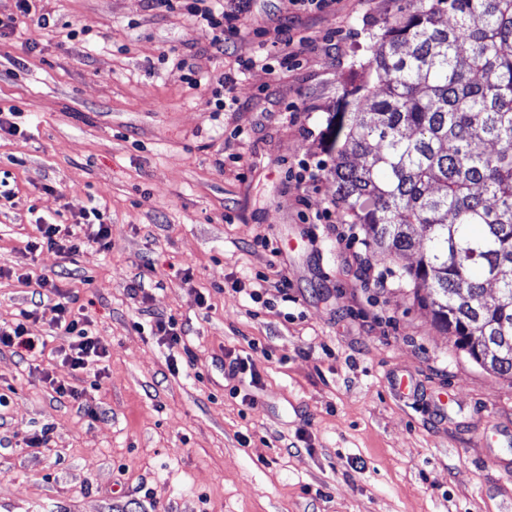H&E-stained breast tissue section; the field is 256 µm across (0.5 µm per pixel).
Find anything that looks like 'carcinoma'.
Listing matches in <instances>:
<instances>
[{"instance_id": "carcinoma-1", "label": "carcinoma", "mask_w": 512, "mask_h": 512, "mask_svg": "<svg viewBox=\"0 0 512 512\" xmlns=\"http://www.w3.org/2000/svg\"><path fill=\"white\" fill-rule=\"evenodd\" d=\"M422 2L333 113L331 174L375 248L417 255L406 273L457 347L512 379V0Z\"/></svg>"}]
</instances>
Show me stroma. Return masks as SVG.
I'll list each match as a JSON object with an SVG mask.
<instances>
[{
  "instance_id": "35a3bbf8",
  "label": "stroma",
  "mask_w": 512,
  "mask_h": 512,
  "mask_svg": "<svg viewBox=\"0 0 512 512\" xmlns=\"http://www.w3.org/2000/svg\"><path fill=\"white\" fill-rule=\"evenodd\" d=\"M400 6L422 2L247 0L220 54L146 0H36L51 27L0 31V107L25 129L0 136V325L35 308L28 335L56 347V312L24 280L57 271L108 348L99 379L0 352V512H512V379L436 324L405 275L414 256L365 247L391 282L366 287L349 262L360 225L315 221L337 198L331 116ZM287 22L295 62L236 76ZM302 160L324 164L316 190L288 176ZM95 205L108 250L28 251L38 218ZM157 315L187 332L179 372ZM228 352L259 387L225 372Z\"/></svg>"
}]
</instances>
